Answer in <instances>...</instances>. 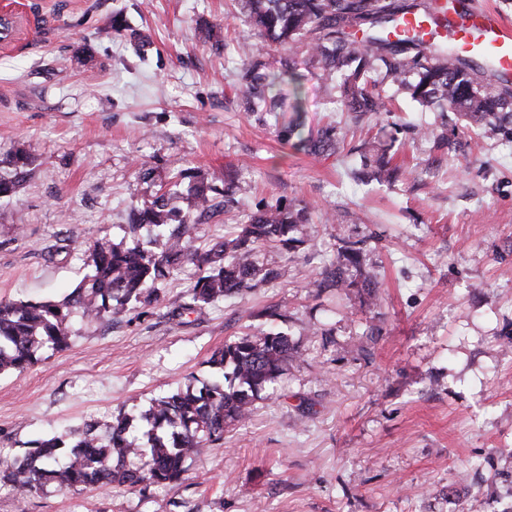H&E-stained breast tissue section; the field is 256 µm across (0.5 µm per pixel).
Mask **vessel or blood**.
<instances>
[{"label": "vessel or blood", "mask_w": 512, "mask_h": 512, "mask_svg": "<svg viewBox=\"0 0 512 512\" xmlns=\"http://www.w3.org/2000/svg\"><path fill=\"white\" fill-rule=\"evenodd\" d=\"M413 35L449 46L454 53L485 64L496 78L512 80V24L494 12L470 10L445 27L408 15L390 37L396 40Z\"/></svg>", "instance_id": "obj_1"}]
</instances>
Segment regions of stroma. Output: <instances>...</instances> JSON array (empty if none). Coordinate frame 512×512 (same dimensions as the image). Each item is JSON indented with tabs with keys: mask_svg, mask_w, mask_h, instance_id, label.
I'll return each mask as SVG.
<instances>
[{
	"mask_svg": "<svg viewBox=\"0 0 512 512\" xmlns=\"http://www.w3.org/2000/svg\"><path fill=\"white\" fill-rule=\"evenodd\" d=\"M16 17L0 42L1 161L35 157L0 197V300L68 294L92 269L96 240H126L130 208L175 186V166L240 188L236 204L193 230L207 248L252 213L313 203L317 244L287 259V278L172 320L199 275L163 280L153 316L71 319L72 340L30 370L0 376V458L83 428L186 383L202 385L226 340L275 329L300 357L252 421L188 461L181 484L146 492L0 488V512H512V137L467 130L454 151L417 138L438 109L419 106L381 71L368 73L387 113L357 119L325 87L307 44L287 47L250 25L239 0H0ZM123 13L148 35L101 40ZM257 46L250 60L237 42ZM293 61L279 105L253 111L241 75ZM341 150L303 148L326 126ZM392 142V185L354 179L358 146ZM152 169L143 178L137 165ZM364 240L382 303L362 289L319 290L311 275L342 241ZM35 162V157L24 146H19L15 149L12 156L5 161L2 160L1 164H7L13 168L14 175L10 178L2 177L0 175V196L2 193H9V196L16 192L20 186L23 175L26 174V169L32 166Z\"/></svg>",
	"mask_w": 512,
	"mask_h": 512,
	"instance_id": "1",
	"label": "stroma"
}]
</instances>
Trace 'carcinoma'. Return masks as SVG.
<instances>
[{
  "mask_svg": "<svg viewBox=\"0 0 512 512\" xmlns=\"http://www.w3.org/2000/svg\"><path fill=\"white\" fill-rule=\"evenodd\" d=\"M252 23L274 41L292 45L317 31L311 57L327 82L340 81L343 104L350 112H389L382 97L362 81L376 64L391 84L411 99L457 112L471 126L512 127V94L478 84L470 61L420 38L391 41L392 26L417 5L396 0H244ZM390 147L376 141L363 146L366 175L392 184L400 168L392 165ZM35 157L19 146L5 164L10 178L0 176V194H13ZM204 181L184 192L159 189L136 219L158 228L164 241L154 250L138 241L125 245L100 240L94 246L93 269L71 293L57 301L0 302V374L23 373L45 349L64 351L72 340L73 315L94 321L123 313L129 304L139 316L154 313L160 302L158 283L181 263H192L200 275L171 317L215 300L232 297L260 284L276 281L287 266H269L257 248L272 244L287 253L310 246L315 239L308 224L309 205L270 206L238 225L236 235L200 250L190 226L207 220L217 208ZM177 226H172V222ZM364 240L345 241L336 260L316 273L319 288H364L368 305L381 303L375 276L363 266ZM299 355L282 332L261 331L237 336L214 352L210 363L218 378L197 389L188 384L154 398L133 418L122 414L82 430L68 431L33 443L22 455L0 460V484L30 497L52 488L63 494L125 487L146 490L177 483L187 461L201 449L224 440L232 425L246 422L254 403L272 388Z\"/></svg>",
  "mask_w": 512,
  "mask_h": 512,
  "instance_id": "obj_1",
  "label": "carcinoma"
}]
</instances>
